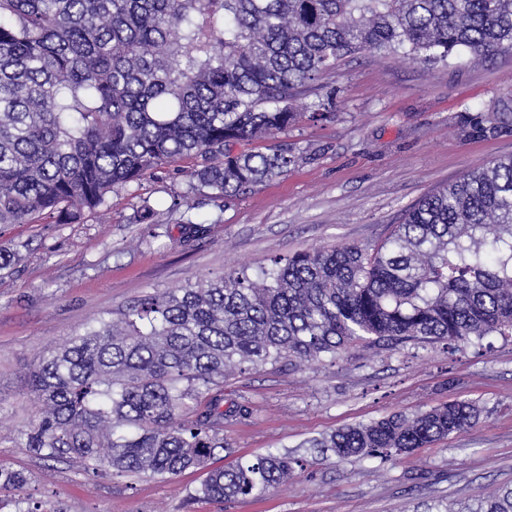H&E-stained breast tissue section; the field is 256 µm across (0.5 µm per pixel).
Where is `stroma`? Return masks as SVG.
<instances>
[{
    "mask_svg": "<svg viewBox=\"0 0 512 512\" xmlns=\"http://www.w3.org/2000/svg\"><path fill=\"white\" fill-rule=\"evenodd\" d=\"M331 120L305 121L276 143L299 157L287 175L240 196L188 208V181L169 171L112 194L106 212L74 224H15L0 239L18 258L0 272V462L25 485L0 500L45 512H444L512 488V338L449 349L442 343L352 347L336 359L233 372L225 404L251 414L224 422L234 458L274 450L299 460L266 496L192 499L202 472L171 480L91 474L75 459L46 462L17 436L37 411L29 374L84 324L146 293L336 245L373 247L407 209L465 172L512 155V133L465 140L460 112H497L512 100V54L428 67L394 55L340 60L320 91ZM155 220L141 222L143 202ZM207 225L190 243L179 223ZM454 400L481 407L467 430L393 459H338L311 440L392 413L415 415Z\"/></svg>",
    "mask_w": 512,
    "mask_h": 512,
    "instance_id": "stroma-1",
    "label": "stroma"
}]
</instances>
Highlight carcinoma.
I'll return each mask as SVG.
<instances>
[{
  "instance_id": "carcinoma-1",
  "label": "carcinoma",
  "mask_w": 512,
  "mask_h": 512,
  "mask_svg": "<svg viewBox=\"0 0 512 512\" xmlns=\"http://www.w3.org/2000/svg\"><path fill=\"white\" fill-rule=\"evenodd\" d=\"M460 50L512 53V0H0V227L77 222L182 160L192 192L233 197L288 173L281 145L234 150L306 118L299 101L350 55L427 65ZM467 139L512 132V112H461ZM512 335V156L433 193L373 249L297 252L84 325L39 359L40 409L19 432L46 461L172 479L205 470L191 497H263L299 462L278 452L213 466L224 377L320 361L351 346ZM467 401L391 414L316 442L339 457H389L470 427ZM23 472L0 463V488ZM512 512V489L477 507Z\"/></svg>"
}]
</instances>
